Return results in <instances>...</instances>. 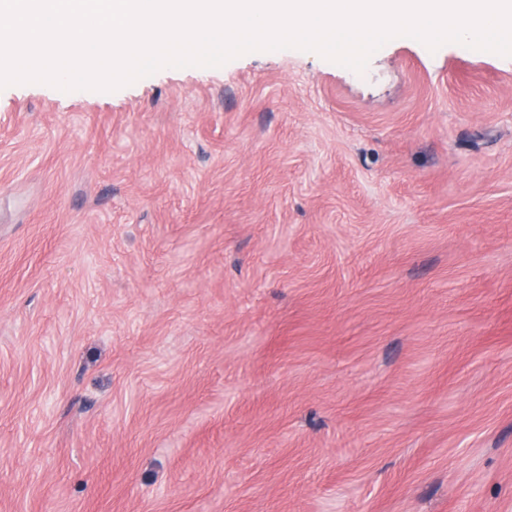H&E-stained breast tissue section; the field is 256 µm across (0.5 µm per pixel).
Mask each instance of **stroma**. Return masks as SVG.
<instances>
[{"instance_id": "35a3bbf8", "label": "stroma", "mask_w": 512, "mask_h": 512, "mask_svg": "<svg viewBox=\"0 0 512 512\" xmlns=\"http://www.w3.org/2000/svg\"><path fill=\"white\" fill-rule=\"evenodd\" d=\"M0 512H512V59L1 89Z\"/></svg>"}]
</instances>
